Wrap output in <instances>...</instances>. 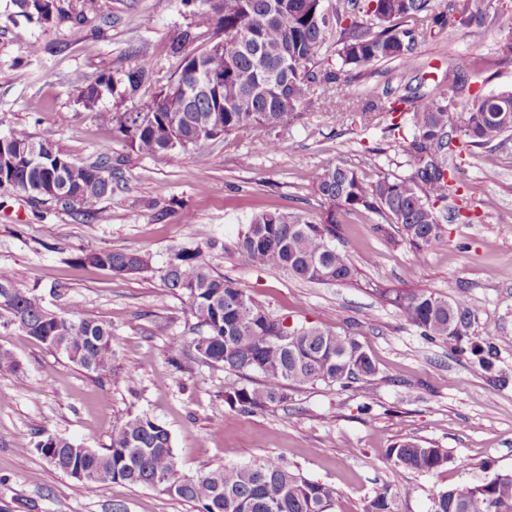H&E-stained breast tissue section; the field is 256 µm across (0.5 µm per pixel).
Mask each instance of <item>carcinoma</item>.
Instances as JSON below:
<instances>
[{
  "mask_svg": "<svg viewBox=\"0 0 512 512\" xmlns=\"http://www.w3.org/2000/svg\"><path fill=\"white\" fill-rule=\"evenodd\" d=\"M223 15L214 17L208 0H182L194 23L212 22L224 29L217 41L222 51L207 47L183 60L179 79L188 97L160 89L152 105L137 112H115L107 118L129 146L143 155L164 153L173 161L193 150H204L210 129L224 138L251 131L273 132L301 116L311 83L332 84L352 71L361 73L377 62L397 61L413 68L419 26L439 28L466 25L475 17L474 0H448L436 10L433 0H336L325 18L324 0H223ZM18 15L50 25L64 10L61 0H13ZM340 32V66L314 70L315 59L333 30ZM195 65L216 77L214 83L194 88L187 76ZM153 70L148 58L116 79L102 73L89 81H74L79 100L87 109L106 98L123 102L135 95ZM471 66L465 58L452 60L448 91H424L426 78L417 80L406 96L388 100H358L352 112L385 110L392 115L389 136L413 162L412 176H380L364 181L344 164L325 166L315 193L344 213L366 210L378 214L374 225L385 238L398 235L416 245L441 237L442 225L434 203L448 197L456 180L448 169L450 129L460 118L467 146L483 147L512 132V92L487 96L470 93ZM456 107L448 106V101ZM420 108L410 112L415 104ZM410 118H404L406 113ZM38 205L63 209L91 207L112 194V161L108 157L77 164L50 140H38L24 127L0 136V178ZM336 214L327 220L301 213L263 211L255 214L238 235L235 251L257 267L280 270L295 279L317 283H351L358 270L336 248ZM110 274L151 271L150 258L139 252L95 247L75 258ZM165 291L185 295L193 316L206 334L191 341L202 360L249 378L252 386L224 394L230 407L252 413L288 402V390L317 382L369 381L376 367L361 343L351 334L326 326L284 325L251 298L236 282L216 273L199 248L174 251L157 269ZM404 319L433 341H460L469 334L476 314L463 295L436 293L397 295L392 299ZM80 303L70 302L65 314L48 309L33 288H21L7 270H0V330L17 328L47 348L61 353L76 366L96 374L112 371V327L78 314ZM498 338L487 336L471 348L479 363L488 366L496 356ZM0 370L17 381L26 380L22 364L0 347ZM35 449L56 470L71 474L88 488L106 482L139 487H161L170 495L195 504L198 512H331L332 492L271 459L247 465L204 466L195 476L181 474L169 430L146 414L129 417L112 431L103 450L84 448L74 441L39 433ZM394 464L408 471L431 473L448 463L441 448L412 442L389 450ZM366 512H395L394 496L380 491ZM430 512H512V475L489 484L439 492Z\"/></svg>",
  "mask_w": 512,
  "mask_h": 512,
  "instance_id": "1",
  "label": "carcinoma"
}]
</instances>
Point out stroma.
Returning <instances> with one entry per match:
<instances>
[{"label":"stroma","instance_id":"35a3bbf8","mask_svg":"<svg viewBox=\"0 0 512 512\" xmlns=\"http://www.w3.org/2000/svg\"><path fill=\"white\" fill-rule=\"evenodd\" d=\"M64 17L44 26L0 0V135L27 128L49 139L76 163L112 159V194L96 218L33 205L21 192L0 191V268L46 306L66 311L78 300L83 316L112 327V371L87 372L26 333L0 336L28 372L24 384L0 370V512H197L159 488L112 482L89 489L53 469L34 444L40 430L82 446L104 448L112 430L146 414L167 427L182 474L205 465L279 460L329 487L333 512H364L377 492L399 495L398 512H429L441 490L464 489L497 474L512 475V134L494 142L487 168L481 148L456 150L448 167L458 181L437 206L444 232L429 246L378 235L377 214L342 216L336 246L357 265L356 282L304 283L252 266L234 253L244 224L262 211L327 216L314 191L323 167L342 162L367 182L410 176L409 157L388 137V113L349 111L353 100L405 95L418 73L443 80L453 56L477 73L473 91H512V60L501 47L512 34V0H477L470 25L426 34L415 68L383 61L360 76L310 84L302 117L280 129L277 151L250 132L189 151L180 161L131 150L104 111L133 112L175 82L186 54L205 48L217 26L195 27L181 0H62ZM196 38L173 53L182 32ZM154 70L142 90L102 112L86 110L75 76L122 77L142 58ZM201 245L217 273L234 280L276 316L323 322L355 334L376 365L370 382L343 389L326 383L291 389L288 403L243 414L224 401L242 378L204 363L195 351L172 358V338L198 333L185 295L168 294L152 271L113 275L77 264L82 250L106 247L149 255L155 267L182 245ZM402 294H463L476 320L471 340L501 337L492 371L483 370L455 341L427 340L383 300ZM370 411H362V404ZM411 441L441 448L447 464L432 473L396 466L392 446Z\"/></svg>","mask_w":512,"mask_h":512}]
</instances>
